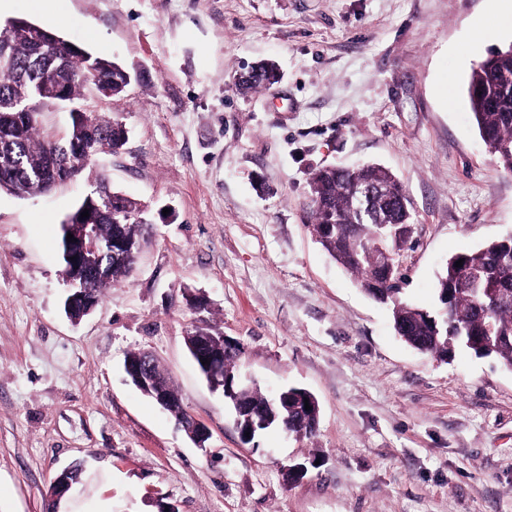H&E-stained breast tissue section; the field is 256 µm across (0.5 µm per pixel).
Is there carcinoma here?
I'll list each match as a JSON object with an SVG mask.
<instances>
[{
	"label": "carcinoma",
	"mask_w": 512,
	"mask_h": 512,
	"mask_svg": "<svg viewBox=\"0 0 512 512\" xmlns=\"http://www.w3.org/2000/svg\"><path fill=\"white\" fill-rule=\"evenodd\" d=\"M10 59L0 64V192L15 195L46 193L81 172L99 153L122 147L127 140L123 123L90 113L87 122L72 123L64 143L39 133L41 108L54 104L55 87L68 84L70 103L80 99L91 82L105 84L110 94L127 86V70L118 63L73 50L62 39L38 47L34 30L25 19L6 31L0 44ZM277 72L272 64H259L238 80L244 90L271 83ZM467 95L472 120L490 155L512 172V44L498 48L474 68ZM36 99L40 107L19 112L14 105ZM310 232L322 248L352 274L372 297L391 302L397 333L412 347L446 358L462 346L478 357H494L512 368V239L491 241L475 252L452 256L438 279V312L410 306L399 298V271L392 282L380 277L382 249L399 251L414 224L411 203L399 179L372 165L324 167L310 179ZM78 207L90 209L92 229L100 249L86 260L90 278L86 293L95 306L102 291L124 283L135 260L111 250L121 238L140 251L150 235L146 211L118 192L112 208L101 197L84 196ZM463 260V266L455 262ZM239 353H224L226 384L233 398L252 409L270 412L267 427L280 426L290 433L312 434L319 422V405L303 388L286 389V397L272 399L257 389L241 387L235 368ZM311 409H305L304 399Z\"/></svg>",
	"instance_id": "cac0c4a2"
}]
</instances>
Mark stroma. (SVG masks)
<instances>
[{
  "label": "stroma",
  "instance_id": "obj_1",
  "mask_svg": "<svg viewBox=\"0 0 512 512\" xmlns=\"http://www.w3.org/2000/svg\"><path fill=\"white\" fill-rule=\"evenodd\" d=\"M27 19L124 64L120 94L81 108L120 119L124 147L44 195L0 192V512H512V370L454 348L439 359L395 332L307 226L312 172L378 164L415 217L401 297L434 309L450 256L512 235V173L476 132L466 79L512 29L471 41L490 0H66ZM275 62L272 87L237 74ZM147 205L151 238L128 283L80 323L64 311L61 224L98 177ZM207 317L273 396L310 391L315 434L243 440L190 357ZM151 352L210 439L126 378ZM305 476L289 481L287 470ZM177 422L198 448H206L205 443L209 439V432L201 422L187 413Z\"/></svg>",
  "mask_w": 512,
  "mask_h": 512
}]
</instances>
